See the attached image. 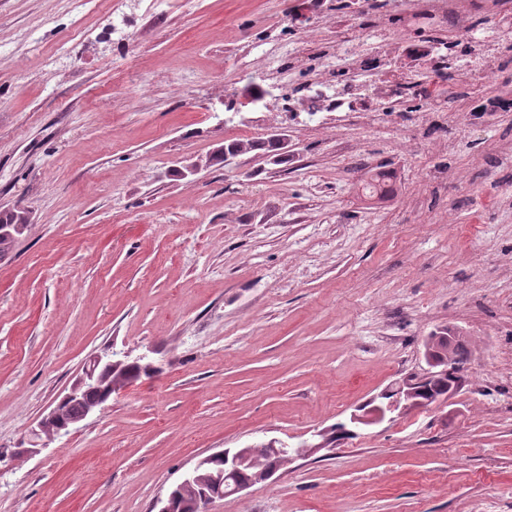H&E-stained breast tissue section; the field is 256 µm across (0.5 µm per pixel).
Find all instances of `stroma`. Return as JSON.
<instances>
[{"label":"stroma","mask_w":512,"mask_h":512,"mask_svg":"<svg viewBox=\"0 0 512 512\" xmlns=\"http://www.w3.org/2000/svg\"><path fill=\"white\" fill-rule=\"evenodd\" d=\"M416 4L0 0V213L29 215L0 258V512H152L200 458L348 421L446 326L471 341L452 403L212 512H512V0ZM442 41L456 126L421 85L431 58L404 53ZM395 69L411 88L390 97ZM353 80L375 84L376 121L302 112L311 86ZM112 352L162 371L21 453Z\"/></svg>","instance_id":"35a3bbf8"}]
</instances>
